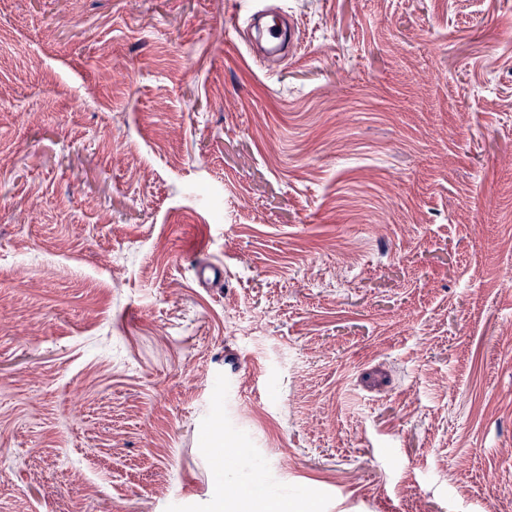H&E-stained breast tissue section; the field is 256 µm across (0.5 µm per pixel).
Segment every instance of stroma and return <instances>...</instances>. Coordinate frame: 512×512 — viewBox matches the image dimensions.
Masks as SVG:
<instances>
[{"mask_svg": "<svg viewBox=\"0 0 512 512\" xmlns=\"http://www.w3.org/2000/svg\"><path fill=\"white\" fill-rule=\"evenodd\" d=\"M256 490L512 512V0H0V512Z\"/></svg>", "mask_w": 512, "mask_h": 512, "instance_id": "35a3bbf8", "label": "stroma"}]
</instances>
